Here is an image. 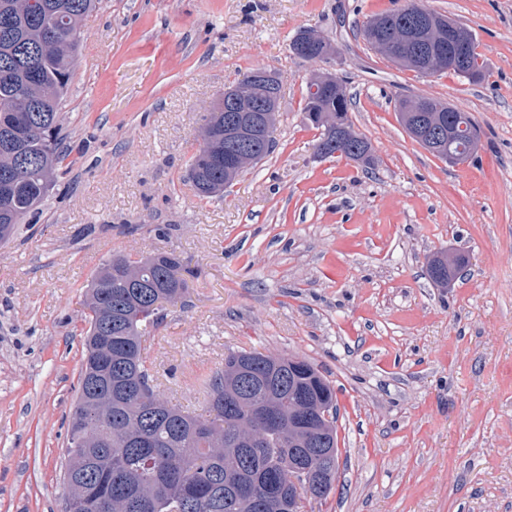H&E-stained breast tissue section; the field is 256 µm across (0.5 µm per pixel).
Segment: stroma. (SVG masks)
Segmentation results:
<instances>
[{
	"instance_id": "1",
	"label": "stroma",
	"mask_w": 512,
	"mask_h": 512,
	"mask_svg": "<svg viewBox=\"0 0 512 512\" xmlns=\"http://www.w3.org/2000/svg\"><path fill=\"white\" fill-rule=\"evenodd\" d=\"M401 0H100L62 106L61 173L0 244V512H64L86 328L84 288L112 253L175 252L184 301L146 346L164 398L231 350L312 363L336 390L340 461L302 512H512V0H423L468 28L488 74L395 66L360 36ZM311 29L328 61L294 56ZM282 79L275 144L224 194L187 179L203 118L252 69ZM346 82L373 163L318 158L310 78ZM469 112L476 154L449 164L395 110ZM463 254L448 287L428 262Z\"/></svg>"
}]
</instances>
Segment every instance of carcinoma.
<instances>
[{"label":"carcinoma","instance_id":"carcinoma-1","mask_svg":"<svg viewBox=\"0 0 512 512\" xmlns=\"http://www.w3.org/2000/svg\"><path fill=\"white\" fill-rule=\"evenodd\" d=\"M0 0V177L20 172L15 192L0 196V242L10 239L16 225L39 209L44 186L55 182L62 162L59 131L61 107L75 65L83 17L96 8L98 0ZM420 4L404 0L389 12L370 17L373 27L361 29L363 38L388 40L400 29L415 23ZM63 20L56 41L45 39L35 10ZM472 68L463 75L471 83L486 78L479 62L475 39L466 31ZM344 83L327 85L316 98H307L304 111L321 116L317 141L341 132L344 142L336 148L340 156L370 164L371 145L354 131L348 116ZM224 112H210L203 131L210 138L188 165V178L201 197L213 196L224 184ZM447 128L465 124L476 127L473 118L453 105L430 119ZM443 151L453 149L467 161L478 142L467 139L440 141ZM274 136L259 135L252 152L262 159L271 152ZM467 266L461 255L440 254L429 262V273L443 285L458 278ZM188 291L181 261L173 252L135 257L118 253L105 261L86 287L85 358L79 377L75 409H96L105 421L96 431L97 444L112 449V512H173L177 502L192 488L197 501L192 512H285L288 481L282 464L293 451L308 446L309 433L295 431L284 438L264 433L255 417L268 405L288 414L294 398L302 396L309 405L327 406L329 418L317 428L336 432V393L331 383L309 362L295 372L288 386V368L272 371L270 364L255 358L247 380L236 375V367L247 351L230 352L224 367L204 381L206 413L194 416L163 402L166 415L158 418L148 411L160 400L155 392L150 358L145 342L163 320L168 302L183 299ZM105 327L112 336V399L92 401L89 382L100 370L94 357L97 329ZM144 372V392L136 397L122 392L130 366Z\"/></svg>","mask_w":512,"mask_h":512}]
</instances>
